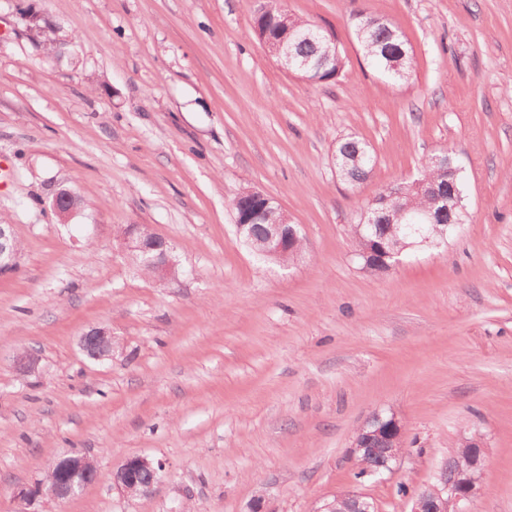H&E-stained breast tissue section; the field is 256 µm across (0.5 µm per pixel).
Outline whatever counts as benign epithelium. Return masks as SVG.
<instances>
[{
  "mask_svg": "<svg viewBox=\"0 0 512 512\" xmlns=\"http://www.w3.org/2000/svg\"><path fill=\"white\" fill-rule=\"evenodd\" d=\"M245 201L242 219L235 224L239 237H252V221L271 210L273 223L263 225L262 249L259 254L282 255L298 249L301 243L296 225L292 224L281 205L264 192L251 188L239 193ZM51 208L63 221L68 220L76 210V196L66 189H59L53 196ZM120 240L127 253H137L143 264L150 267L154 279L166 283L174 279L175 261L171 256L172 247L163 235L153 232L146 235L139 224L127 225L120 234ZM18 253L16 239L11 224H0V275L17 268ZM104 347L102 353L92 356L95 361L112 357V333L103 326L89 329L81 337V349L87 351L88 344ZM405 428L395 414L382 418L376 414L368 418L357 430L349 455L355 462L364 460L374 450L385 458L390 466L402 452ZM464 447L459 452L465 455V466L459 468L455 480L450 482L439 470L436 482L423 487L410 496V512H470V506L480 492L481 478L486 468V456L482 442L473 437L462 440ZM164 470V464L144 456H132L125 459L112 472V484L121 492L147 497L153 486H144L139 482L145 471ZM98 478L96 464L84 455L71 454L57 461L46 479L31 486L16 488L15 497L25 503L47 496L54 500L69 498ZM318 512H374L369 497L361 492L352 491L339 495L333 502H324Z\"/></svg>",
  "mask_w": 512,
  "mask_h": 512,
  "instance_id": "benign-epithelium-1",
  "label": "benign epithelium"
}]
</instances>
